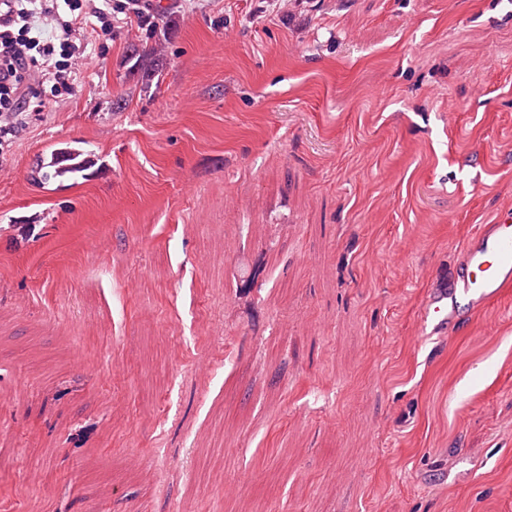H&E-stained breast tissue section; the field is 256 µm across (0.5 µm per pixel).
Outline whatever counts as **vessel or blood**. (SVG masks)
I'll return each mask as SVG.
<instances>
[{
    "instance_id": "1",
    "label": "vessel or blood",
    "mask_w": 512,
    "mask_h": 512,
    "mask_svg": "<svg viewBox=\"0 0 512 512\" xmlns=\"http://www.w3.org/2000/svg\"><path fill=\"white\" fill-rule=\"evenodd\" d=\"M512 287V212L482 224L464 245L455 276L432 289L421 310L418 335L447 330L463 311H475Z\"/></svg>"
}]
</instances>
